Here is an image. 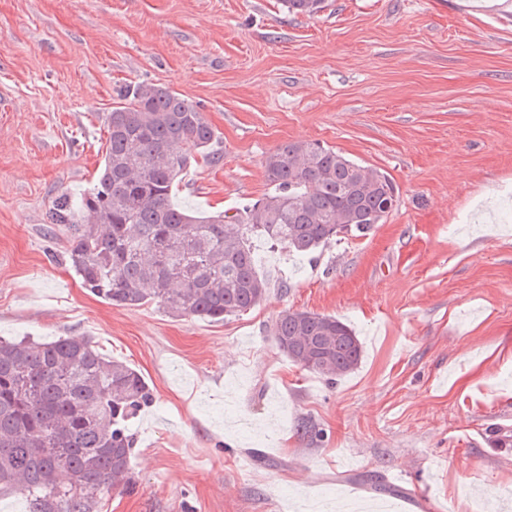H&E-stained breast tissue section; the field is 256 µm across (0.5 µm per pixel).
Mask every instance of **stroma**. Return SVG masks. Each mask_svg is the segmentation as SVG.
Here are the masks:
<instances>
[{"label":"stroma","instance_id":"obj_1","mask_svg":"<svg viewBox=\"0 0 512 512\" xmlns=\"http://www.w3.org/2000/svg\"><path fill=\"white\" fill-rule=\"evenodd\" d=\"M203 109L219 163L176 203L270 192L264 161L317 142L387 173L397 208L314 260L253 242L271 284L219 323L122 308L83 288L60 195L103 161L127 87ZM286 310L363 342L328 383L279 350ZM89 339L153 401L129 423L131 490L96 512H512V0H0V339ZM382 491H375V484Z\"/></svg>","mask_w":512,"mask_h":512}]
</instances>
